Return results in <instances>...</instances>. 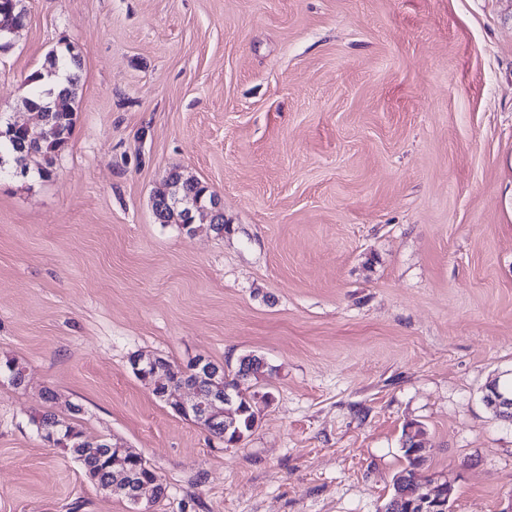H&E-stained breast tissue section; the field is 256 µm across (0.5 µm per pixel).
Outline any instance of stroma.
I'll return each instance as SVG.
<instances>
[{
	"instance_id": "1",
	"label": "stroma",
	"mask_w": 512,
	"mask_h": 512,
	"mask_svg": "<svg viewBox=\"0 0 512 512\" xmlns=\"http://www.w3.org/2000/svg\"><path fill=\"white\" fill-rule=\"evenodd\" d=\"M0 116L81 53L51 179H0V512H131L31 417L142 455L151 512H383L401 436L452 512L512 501V0H25ZM223 235L156 220L168 173ZM264 358L258 424L225 447L131 371ZM54 402H46L45 391ZM133 359L130 362L133 373L141 381H143L152 391L153 395L159 400H166L168 396L172 394L174 390L165 389L155 392L154 389L160 386V382L156 378L164 377L169 373L171 366L168 362L153 355L136 354L132 356ZM162 371V374H159ZM493 385L486 389L485 404L493 410L496 417L503 422L512 423V386Z\"/></svg>"
}]
</instances>
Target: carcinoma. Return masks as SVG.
I'll return each instance as SVG.
<instances>
[{"instance_id":"obj_1","label":"carcinoma","mask_w":512,"mask_h":512,"mask_svg":"<svg viewBox=\"0 0 512 512\" xmlns=\"http://www.w3.org/2000/svg\"><path fill=\"white\" fill-rule=\"evenodd\" d=\"M0 0V29L20 27L25 19L23 0ZM81 66L80 54L69 46H64L46 60L42 69L27 77L30 85L29 95L23 101L43 106L47 116L46 134L37 140H29L18 130H10L0 122V161L4 168L12 164H22L41 179L50 176L56 169V162L70 139L74 126L75 100L77 97L78 77L76 69ZM167 180L172 187L169 200L153 204L156 220L161 224L178 223L190 231L196 224H207L218 234L224 232V214L214 209L215 195L209 187L194 179L182 177L176 169L169 172ZM239 368L245 370L248 379L242 380L234 372L226 377V385L232 388L233 405L238 414L234 424L225 431V445L242 442L257 424L251 401L257 392L250 391L248 383L261 379L266 372L264 360L257 355H246ZM36 429L44 430L56 427L62 433L54 441V447L77 460L87 478L96 486L106 484L112 472V452L105 447L106 440L88 441L77 424L68 422L50 411L39 412L32 416ZM423 433L418 426H410L402 433V449L406 465L395 475L394 482L400 484L407 500L416 498L421 488L418 471L423 459L414 454L413 439Z\"/></svg>"}]
</instances>
